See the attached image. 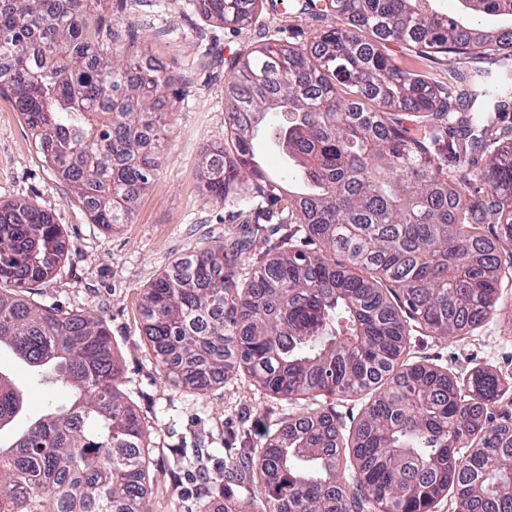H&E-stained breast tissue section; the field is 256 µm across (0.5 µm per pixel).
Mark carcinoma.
I'll return each mask as SVG.
<instances>
[{"label":"carcinoma","instance_id":"carcinoma-1","mask_svg":"<svg viewBox=\"0 0 512 512\" xmlns=\"http://www.w3.org/2000/svg\"><path fill=\"white\" fill-rule=\"evenodd\" d=\"M107 0H0V96L10 97L44 161L93 224H125L160 167L161 97L173 72L113 47ZM260 0H194L239 30ZM434 0H303L345 26L311 45L274 42L226 61L227 139L202 155L204 190L245 213L243 180L298 217L319 242L286 243L248 281L246 245L227 240L182 258L142 295L144 333L164 377L205 391L243 370L299 404L255 456L232 462L262 497L224 490V512H512V377H460L408 360L407 323L460 340L500 308L512 275V136L486 159L455 140L452 90L401 70L383 50H491L512 59V0H460L463 21ZM393 112L425 119L417 138ZM268 126L285 160L272 177L256 156ZM495 224V238L482 225ZM340 254L345 262L329 256ZM66 259L60 225L25 201L0 205V349L24 378L0 372V432L24 413L29 380L61 385L26 427L0 440V512H141L149 434L118 390L121 368L103 319L26 304ZM371 394L352 433L321 396ZM503 421L491 423L494 411Z\"/></svg>","mask_w":512,"mask_h":512}]
</instances>
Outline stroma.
<instances>
[{
  "label": "stroma",
  "mask_w": 512,
  "mask_h": 512,
  "mask_svg": "<svg viewBox=\"0 0 512 512\" xmlns=\"http://www.w3.org/2000/svg\"><path fill=\"white\" fill-rule=\"evenodd\" d=\"M109 18L120 47L152 56L175 74L164 110L167 137L161 167L139 198L128 223L107 229L91 223L71 186L60 180L36 150L11 98L0 96V204L25 199L60 224L67 257L53 279L32 286L26 302L65 313L96 314L105 321L121 364V388L151 430V489L143 512H222L230 458L285 424L290 403L276 399L244 373L201 394L173 386L161 374L144 331L141 295L176 260L229 237L240 236L241 219L202 191L199 155L223 143L225 62L236 53L281 39L310 42L327 21L315 13H276L262 0L251 24L238 31L203 19L192 0H110ZM400 68L437 85L456 73L504 71L496 56L420 57L405 46L385 44ZM295 225L278 214L261 223L235 268L238 280L274 253ZM502 308L472 336L444 341L413 333L410 357L464 373L493 366L512 374V280L501 285Z\"/></svg>",
  "instance_id": "35a3bbf8"
}]
</instances>
